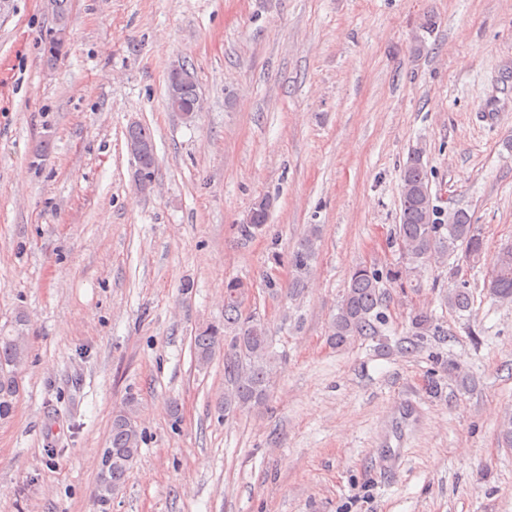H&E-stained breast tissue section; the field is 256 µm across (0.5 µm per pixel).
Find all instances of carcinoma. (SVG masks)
Here are the masks:
<instances>
[{
	"mask_svg": "<svg viewBox=\"0 0 512 512\" xmlns=\"http://www.w3.org/2000/svg\"><path fill=\"white\" fill-rule=\"evenodd\" d=\"M126 146L139 153L143 176L154 178L156 154L153 138L140 124L126 130ZM269 200L264 198L250 211L249 222L239 225L241 235L248 237L253 230L267 223ZM442 210L434 205L422 152L412 153L401 172L400 224L396 225L395 242L403 259L405 274L416 273L429 261L448 265V258L461 252L473 264L484 258V237L479 225L463 210L454 211L448 222L441 219ZM321 242V231L311 226L293 252L292 265L296 276L290 294L304 287L315 262ZM490 294L500 301H512V247L497 253L491 262L488 280ZM244 285L230 281L224 289V327H210L197 333L193 340V355L198 367L210 364L214 356L224 352L225 372L232 388L224 394V410L243 411L262 404L277 370L278 356L273 351L272 337L261 319L243 314L240 297ZM448 307L465 311L470 305L466 284L456 280L454 270L448 271ZM383 291L379 272L357 268L350 276L336 313L329 322L328 339L336 348L350 344L356 336L380 335ZM27 337L22 323L8 331H0V419L14 410L18 390L16 374L26 361ZM141 433L137 423L135 400L129 398L113 411L108 448L104 449L105 464L99 469L94 497L100 512L122 488L127 474L140 452Z\"/></svg>",
	"mask_w": 512,
	"mask_h": 512,
	"instance_id": "cac0c4a2",
	"label": "carcinoma"
}]
</instances>
